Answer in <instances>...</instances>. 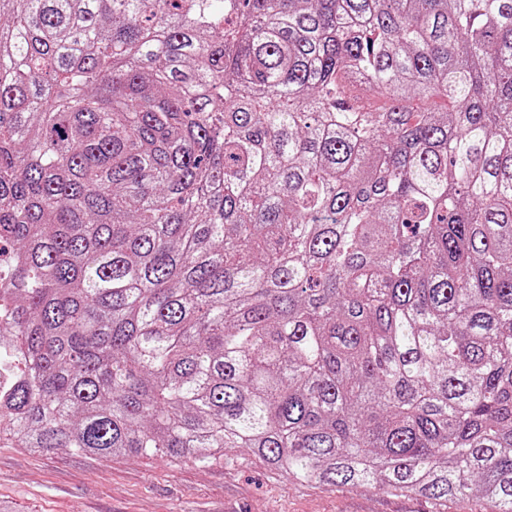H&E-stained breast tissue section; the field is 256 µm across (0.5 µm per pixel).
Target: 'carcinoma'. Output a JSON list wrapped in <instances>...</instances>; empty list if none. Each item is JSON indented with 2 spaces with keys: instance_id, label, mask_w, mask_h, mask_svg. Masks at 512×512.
Listing matches in <instances>:
<instances>
[{
  "instance_id": "1",
  "label": "carcinoma",
  "mask_w": 512,
  "mask_h": 512,
  "mask_svg": "<svg viewBox=\"0 0 512 512\" xmlns=\"http://www.w3.org/2000/svg\"><path fill=\"white\" fill-rule=\"evenodd\" d=\"M0 443L512 512V0H0Z\"/></svg>"
}]
</instances>
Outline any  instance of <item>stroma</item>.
<instances>
[{
	"mask_svg": "<svg viewBox=\"0 0 512 512\" xmlns=\"http://www.w3.org/2000/svg\"><path fill=\"white\" fill-rule=\"evenodd\" d=\"M0 504L8 512H437L419 497L294 483L235 449L203 464L3 444Z\"/></svg>",
	"mask_w": 512,
	"mask_h": 512,
	"instance_id": "1",
	"label": "stroma"
}]
</instances>
